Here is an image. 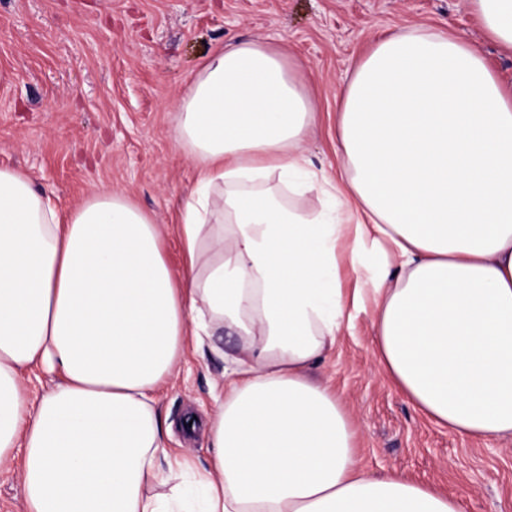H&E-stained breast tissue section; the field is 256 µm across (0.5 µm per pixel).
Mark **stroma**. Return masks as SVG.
Returning <instances> with one entry per match:
<instances>
[{"label": "stroma", "instance_id": "obj_1", "mask_svg": "<svg viewBox=\"0 0 512 512\" xmlns=\"http://www.w3.org/2000/svg\"><path fill=\"white\" fill-rule=\"evenodd\" d=\"M447 28L479 44L512 85V50L484 33L469 0H0V167L29 176L60 208L109 187L128 194L164 230L172 269L183 255L174 226L195 185L176 143L174 100L220 44L278 35L310 71L317 100L307 143L313 168L335 176L336 94L342 77L389 30ZM360 317L332 357L310 372L352 412L359 465L397 471L461 497L464 512H512V439H464L426 420L373 359ZM223 356L191 354L157 394L172 458L201 469L202 435L187 413L214 414Z\"/></svg>", "mask_w": 512, "mask_h": 512}]
</instances>
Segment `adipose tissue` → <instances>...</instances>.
<instances>
[{
    "label": "adipose tissue",
    "mask_w": 512,
    "mask_h": 512,
    "mask_svg": "<svg viewBox=\"0 0 512 512\" xmlns=\"http://www.w3.org/2000/svg\"><path fill=\"white\" fill-rule=\"evenodd\" d=\"M469 2L512 49V0ZM173 109L196 167L180 271L123 192L63 214L0 168V464L22 455L25 512H177L193 485L201 512H463L362 474L352 413L309 372L365 315L424 417L512 438V86L447 29L382 34L336 98L333 178L307 159L317 107L284 39L211 51ZM227 337L219 409L183 427L208 466L170 463L156 393ZM36 366L60 381L33 402Z\"/></svg>",
    "instance_id": "obj_1"
}]
</instances>
